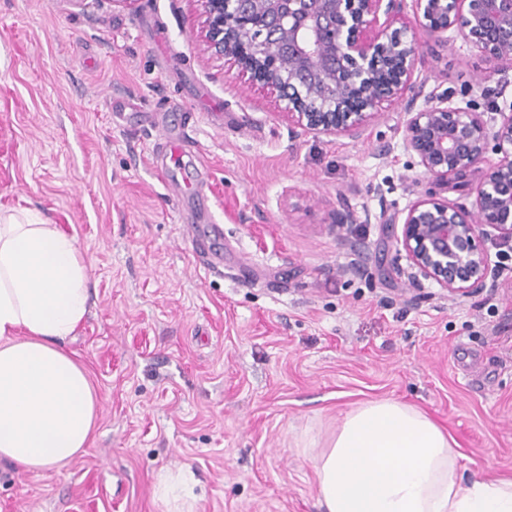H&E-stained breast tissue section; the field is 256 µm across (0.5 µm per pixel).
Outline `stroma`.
<instances>
[{
    "instance_id": "stroma-1",
    "label": "stroma",
    "mask_w": 512,
    "mask_h": 512,
    "mask_svg": "<svg viewBox=\"0 0 512 512\" xmlns=\"http://www.w3.org/2000/svg\"><path fill=\"white\" fill-rule=\"evenodd\" d=\"M196 9L0 0V202L78 238L93 293L66 347L99 402L63 471L0 462V512H164L155 485L181 468L195 512H322L304 445L385 398L454 439L462 480L512 477V256L455 302L411 280L392 218L432 184L403 104L358 140L292 128L274 93L203 53ZM483 67L461 37L422 40L416 107L508 108L512 84L484 95ZM179 132L224 232L220 272L186 237L185 186L153 164Z\"/></svg>"
}]
</instances>
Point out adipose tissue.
Segmentation results:
<instances>
[{
    "mask_svg": "<svg viewBox=\"0 0 512 512\" xmlns=\"http://www.w3.org/2000/svg\"><path fill=\"white\" fill-rule=\"evenodd\" d=\"M90 288L77 238L35 209L0 205V461L63 469L99 417L83 366L65 348L88 316ZM453 440L395 399L345 413L313 456L323 512H512V478L462 483ZM194 480L166 473V512H185Z\"/></svg>",
    "mask_w": 512,
    "mask_h": 512,
    "instance_id": "ef3b65f1",
    "label": "adipose tissue"
}]
</instances>
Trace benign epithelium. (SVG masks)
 I'll list each match as a JSON object with an SVG mask.
<instances>
[{
	"label": "benign epithelium",
	"instance_id": "benign-epithelium-1",
	"mask_svg": "<svg viewBox=\"0 0 512 512\" xmlns=\"http://www.w3.org/2000/svg\"><path fill=\"white\" fill-rule=\"evenodd\" d=\"M411 2L413 22L392 28ZM204 51L230 55L270 87L288 122L315 136L359 138L384 100L404 103L403 146L434 190L413 202L396 236L413 278L458 300L492 273L485 241L512 243V105L500 122L453 108H415L422 37L452 32L475 47L480 82L512 71V0H197ZM497 159H488V153ZM473 190L471 206L448 202V185Z\"/></svg>",
	"mask_w": 512,
	"mask_h": 512
}]
</instances>
